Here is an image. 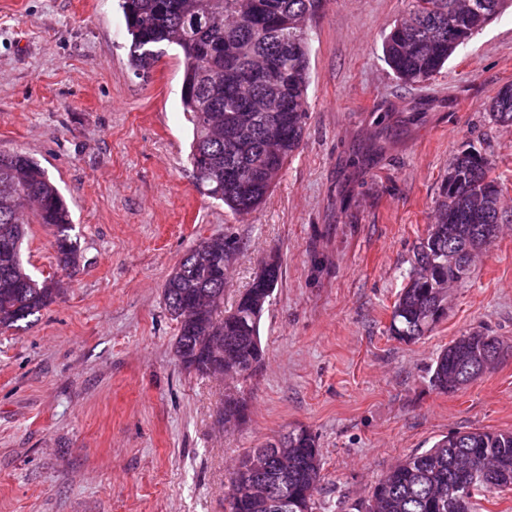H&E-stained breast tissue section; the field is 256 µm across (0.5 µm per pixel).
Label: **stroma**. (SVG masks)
<instances>
[{
    "label": "stroma",
    "instance_id": "stroma-1",
    "mask_svg": "<svg viewBox=\"0 0 512 512\" xmlns=\"http://www.w3.org/2000/svg\"><path fill=\"white\" fill-rule=\"evenodd\" d=\"M407 0H327L311 22L308 119L269 196L246 214L201 191L172 46L148 79L129 64L119 0H0V150L27 152L72 214L80 265L57 272L50 229L22 248L54 303L0 332V512H224L251 449L290 427L315 435L316 512H349L407 455L475 428L512 431V126L491 121L512 84V12L431 80L398 81L382 42ZM493 162L506 221L414 343L393 303L466 144ZM240 244L224 277L232 310L263 262L282 275L248 377L184 369L163 285L200 241ZM480 330L500 357L456 392L436 355ZM246 408L224 422V394Z\"/></svg>",
    "mask_w": 512,
    "mask_h": 512
}]
</instances>
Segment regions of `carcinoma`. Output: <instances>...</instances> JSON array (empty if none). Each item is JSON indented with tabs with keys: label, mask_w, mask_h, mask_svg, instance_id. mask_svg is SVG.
<instances>
[{
	"label": "carcinoma",
	"mask_w": 512,
	"mask_h": 512,
	"mask_svg": "<svg viewBox=\"0 0 512 512\" xmlns=\"http://www.w3.org/2000/svg\"><path fill=\"white\" fill-rule=\"evenodd\" d=\"M476 10L465 0H410L408 18L394 25L385 40L384 57L405 84L422 83L443 68L475 33L512 6V0H479ZM325 0H121L126 30L131 37L130 64L145 76L174 44L183 52L181 92L183 112L193 126L189 155L197 185L235 212L256 209L273 183L254 174L264 154L262 130L269 116L257 110L273 104L286 122L279 167L299 148L307 112L309 86L308 23ZM253 114L251 130L233 140L226 153L224 138L211 137V128L224 130V121L239 113ZM490 118L512 126V84L503 86L489 106ZM499 185L488 157L475 161L469 148L458 151L449 167L437 205L436 222L419 242L406 283L393 304L389 331L404 342L429 333L442 317L448 298V251H459L474 239L487 240L485 229L503 223L497 203ZM52 228L58 266L67 271L79 265L70 239L69 207L45 170L22 151H0V241L22 247L27 226ZM213 270L198 262L191 249L168 275L165 304L178 324L175 353L180 364L205 372L212 358L213 339L205 332L208 318L188 311L195 296L212 280ZM281 277V266L253 280L251 304L236 303L228 316L235 319L233 335L224 337L229 350L224 372L248 376L263 358L260 319ZM59 281L49 275L35 279L22 256L0 252V330L48 307L59 294ZM471 365L458 363L450 348L435 361L432 383L448 391V375L469 382ZM288 472L265 479L279 482L288 499L285 512H314L321 491L322 457L315 436L306 428L288 432ZM247 454L229 473L226 512H278L271 497L257 486L247 469ZM461 492L448 497V485ZM512 489V431L471 429L445 435L422 451L390 468L360 504V512H475L477 498L485 500Z\"/></svg>",
	"instance_id": "carcinoma-1"
}]
</instances>
